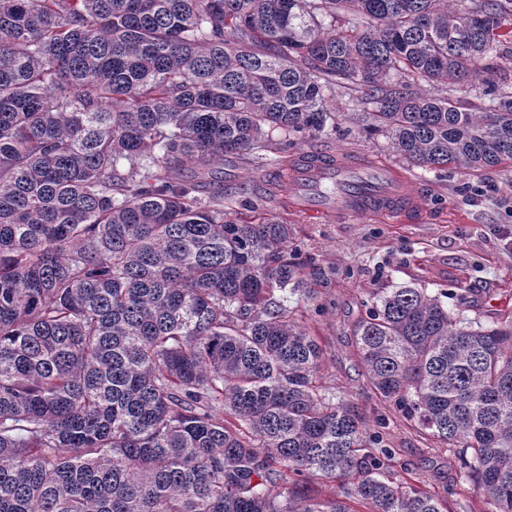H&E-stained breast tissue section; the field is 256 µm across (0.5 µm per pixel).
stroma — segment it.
I'll return each instance as SVG.
<instances>
[{
	"label": "stroma",
	"instance_id": "35a3bbf8",
	"mask_svg": "<svg viewBox=\"0 0 512 512\" xmlns=\"http://www.w3.org/2000/svg\"><path fill=\"white\" fill-rule=\"evenodd\" d=\"M337 89L336 125L318 138L297 137V152L367 156L392 165L416 193L412 222L376 217L312 222L291 207L288 180H276V153L256 162L224 160V202L235 211L255 203L284 213L292 226L288 250L301 263L311 297H289L300 325L322 346L323 386L348 401L377 449L388 450L393 478L442 499L447 512H490L487 499L463 481L455 456L424 434L394 403L367 385L353 343L355 322L374 294L410 286L444 294L450 312L491 322L512 312V169L434 175L393 154L382 135L368 134V113L347 109Z\"/></svg>",
	"mask_w": 512,
	"mask_h": 512
}]
</instances>
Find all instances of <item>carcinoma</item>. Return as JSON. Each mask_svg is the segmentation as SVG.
<instances>
[{"instance_id":"1","label":"carcinoma","mask_w":512,"mask_h":512,"mask_svg":"<svg viewBox=\"0 0 512 512\" xmlns=\"http://www.w3.org/2000/svg\"><path fill=\"white\" fill-rule=\"evenodd\" d=\"M507 44L512 0H0V512H443L319 384L276 298L310 294L291 228L228 217L216 166L322 134L340 87L411 164L500 169L512 91L484 61ZM353 338L512 512V315L396 288Z\"/></svg>"}]
</instances>
